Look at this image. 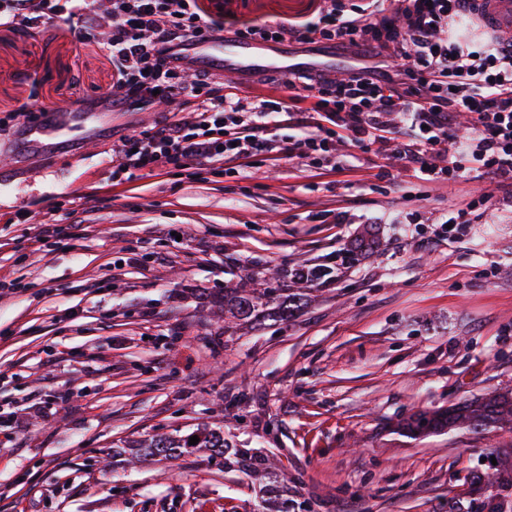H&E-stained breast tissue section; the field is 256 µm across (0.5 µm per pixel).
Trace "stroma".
Wrapping results in <instances>:
<instances>
[{"instance_id":"1","label":"stroma","mask_w":512,"mask_h":512,"mask_svg":"<svg viewBox=\"0 0 512 512\" xmlns=\"http://www.w3.org/2000/svg\"><path fill=\"white\" fill-rule=\"evenodd\" d=\"M233 26L303 21L319 0H201ZM112 62L56 21L0 27V117L33 99L93 101ZM159 118L116 115L91 149L71 145L9 169L0 195V512H257L246 476L220 458L127 465L115 449L162 432L223 428L267 455L312 512H476L467 479L493 475L512 435L410 436L398 423L512 391V187L477 171L425 185L399 155L281 157L246 175L112 183V143ZM78 240L35 248L18 212L61 194ZM483 205L436 241L451 211ZM353 264L291 322L225 341L191 289L228 264ZM100 290L89 289V281Z\"/></svg>"}]
</instances>
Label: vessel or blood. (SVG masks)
Returning <instances> with one entry per match:
<instances>
[{
  "instance_id": "b4317fda",
  "label": "vessel or blood",
  "mask_w": 512,
  "mask_h": 512,
  "mask_svg": "<svg viewBox=\"0 0 512 512\" xmlns=\"http://www.w3.org/2000/svg\"><path fill=\"white\" fill-rule=\"evenodd\" d=\"M469 5L488 31L504 38L512 35V0H470ZM177 53L192 69L228 78L243 72L270 69L288 72L315 68L333 73L340 63L333 55L300 60L284 45L271 51L255 41H227L221 37L203 43L183 44ZM100 100V105L93 108L77 99L64 106L48 108L37 122L22 123L14 152L31 154L49 146H67L81 139L92 141L94 129L111 122L113 112L122 105L120 93L112 89L103 92Z\"/></svg>"
}]
</instances>
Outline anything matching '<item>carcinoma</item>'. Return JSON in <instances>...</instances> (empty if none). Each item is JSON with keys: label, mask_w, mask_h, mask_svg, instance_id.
Here are the masks:
<instances>
[{"label": "carcinoma", "mask_w": 512, "mask_h": 512, "mask_svg": "<svg viewBox=\"0 0 512 512\" xmlns=\"http://www.w3.org/2000/svg\"><path fill=\"white\" fill-rule=\"evenodd\" d=\"M225 274L224 288L203 289L198 299L224 320V335L233 337L242 330H257L289 322L307 307L319 287L332 281L333 271L325 265L301 264L270 270L260 260L246 266L232 265ZM468 428L474 432H512V392H503L474 402H462L447 409L419 412L400 425L414 436ZM198 436L195 445L190 437ZM224 459V468H239L258 485L262 512H299L303 504L288 497V487L280 484L270 459L248 448H236L224 438V431L198 428L186 435L158 433L135 447L130 462L149 458L177 461L194 454ZM494 483L512 488V448L499 452Z\"/></svg>", "instance_id": "cac0c4a2"}]
</instances>
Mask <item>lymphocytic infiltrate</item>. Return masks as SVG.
Here are the masks:
<instances>
[{
	"label": "lymphocytic infiltrate",
	"mask_w": 512,
	"mask_h": 512,
	"mask_svg": "<svg viewBox=\"0 0 512 512\" xmlns=\"http://www.w3.org/2000/svg\"><path fill=\"white\" fill-rule=\"evenodd\" d=\"M462 13L461 0H368L364 14L347 16L334 0H322L306 23L237 29L241 40H325L379 61L340 79L314 71L289 77L293 101L304 90L317 99L296 113L305 136L287 142L275 134L279 114L288 109L284 102L239 97L204 72L184 80L177 43L224 30L199 0H0L1 26L36 29L59 19L77 41L97 38L125 103L163 99L190 106L192 119L166 117L113 143L116 184L158 170L192 178L217 164L245 169L284 153L307 158L331 151L339 126L359 150L405 135L403 157L424 182L463 176L470 157L491 179L512 185V50L498 37L476 41L460 32ZM460 112L472 122L471 134L461 139L452 133Z\"/></svg>",
	"instance_id": "obj_1"
}]
</instances>
